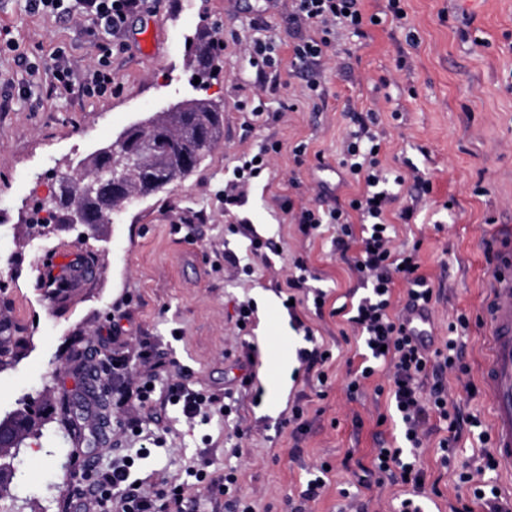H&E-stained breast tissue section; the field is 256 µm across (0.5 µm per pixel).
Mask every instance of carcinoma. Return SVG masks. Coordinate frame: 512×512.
Instances as JSON below:
<instances>
[{"mask_svg":"<svg viewBox=\"0 0 512 512\" xmlns=\"http://www.w3.org/2000/svg\"><path fill=\"white\" fill-rule=\"evenodd\" d=\"M200 62L197 77L202 87L214 66L209 47H195ZM223 125L221 108L209 99L185 101L180 112L161 111L128 137L115 140L116 153L110 157L95 153L68 165L60 181L58 200L51 205L57 224H74V211L80 209L94 224H107L112 215L122 212L137 200L184 178L197 168L215 146ZM121 178L120 188L112 191V210H100L99 198L112 176ZM10 427L21 447L38 434L39 418L33 406L0 415V427Z\"/></svg>","mask_w":512,"mask_h":512,"instance_id":"obj_1","label":"carcinoma"}]
</instances>
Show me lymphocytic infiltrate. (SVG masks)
I'll list each match as a JSON object with an SVG mask.
<instances>
[{
    "label": "lymphocytic infiltrate",
    "mask_w": 512,
    "mask_h": 512,
    "mask_svg": "<svg viewBox=\"0 0 512 512\" xmlns=\"http://www.w3.org/2000/svg\"><path fill=\"white\" fill-rule=\"evenodd\" d=\"M28 11H49L77 21L91 23L107 36L123 30L130 16L148 4L149 0H24ZM290 21L299 28L310 27L314 36L302 37L293 46V67L306 75V87L314 97H321L323 88L319 80L323 58L336 39L337 28L350 30L352 36L365 37L367 26L373 25V16L361 8V0H292ZM112 87V70L107 62H99L84 78H76L64 57H57L50 68L49 89L54 93H78L91 97L105 93ZM355 125L343 143L337 161L352 180L362 183V191L351 198L347 206L328 212L313 209L301 210L297 222L302 232H310L321 225L336 227L333 244L337 252L356 249L353 270L366 282L367 292L351 307L335 308V315L345 317L362 350V362L352 371L349 392H357L363 380L372 377L378 366L393 369L388 390L391 416L402 428L400 445L377 449L374 468L379 476L407 486L409 493L398 506V512H424L423 494L426 472L420 462L418 450L422 446L424 429L431 419L448 424V435L440 439L442 465H449L462 430L476 432L480 443L490 441L480 420L452 412L448 409V389L445 375L449 372H466L462 362L461 335L470 322L466 315H457L449 323L450 337L441 347H433L431 340L416 334L405 317L392 311L393 290L396 281L408 287L407 304L411 307L429 308L433 288L420 271L418 249L395 250L396 223H411L412 208L392 212L391 206L398 199L406 182H413L415 189L426 188V181L417 167L408 173L385 169L379 159L381 139L374 127L377 116L374 110L357 112L352 116ZM309 277L299 274L286 278L284 294L291 304L288 314L295 327L303 330L306 348L298 352V361L304 374H315L320 384H327L325 366L328 359L322 346L315 342L314 331L302 318L304 311L313 310L322 315L327 293L310 286ZM112 384L118 394L115 412L120 417L122 430L140 434L141 443L135 456L115 454L112 468L97 473L93 482L84 484L78 494L84 512H102L112 507L113 512H170L181 507L191 483H204L205 471L194 474V482L158 478L146 486L135 485L130 470L136 460H145L162 447L161 435L141 433V412L146 408H178L186 421L203 415L205 407L213 405V396L193 390L175 376H168L165 392H158L155 377L162 373L163 362L154 360V347L142 341L137 353H130L120 338V327H113ZM494 457H487L484 466L462 464L457 474L459 485L468 487L472 501L482 512H503L502 497L495 484L484 481V470L496 469Z\"/></svg>",
    "instance_id": "f902f5d3"
}]
</instances>
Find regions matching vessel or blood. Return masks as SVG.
<instances>
[{
	"instance_id": "b4317fda",
	"label": "vessel or blood",
	"mask_w": 512,
	"mask_h": 512,
	"mask_svg": "<svg viewBox=\"0 0 512 512\" xmlns=\"http://www.w3.org/2000/svg\"><path fill=\"white\" fill-rule=\"evenodd\" d=\"M501 259L486 309L490 353L483 382L492 411L494 457L512 472V227L499 239Z\"/></svg>"
}]
</instances>
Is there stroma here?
I'll list each match as a JSON object with an SVG mask.
<instances>
[{
    "label": "stroma",
    "mask_w": 512,
    "mask_h": 512,
    "mask_svg": "<svg viewBox=\"0 0 512 512\" xmlns=\"http://www.w3.org/2000/svg\"><path fill=\"white\" fill-rule=\"evenodd\" d=\"M417 42L390 24L372 26L360 48L338 31V48H351L344 68L335 57L322 63L321 100L307 97L306 80L294 72L292 46L298 37L288 21L290 0L267 9L265 0H160L154 11L130 17L119 39L51 13L22 11L18 0H0V35L8 34L37 71L26 72L12 55H0V79L37 87L36 99L0 107V321L17 329L20 341L0 363V412L14 410L18 398L42 401L47 419L42 434L27 439L12 458L18 473L0 512H64L81 482L64 464L75 449L86 451L95 471L112 467V444L137 445L121 434L112 407L89 401V385L112 389V340L116 307H123L125 337L147 340L191 389L223 396L241 376L244 343L260 351L255 368L261 387L277 383L278 398L260 404L243 399L239 415L253 429L243 439L244 489L259 500L260 512H288L286 501L305 489L308 465L332 467L331 481L310 512H348L350 499L367 512H390L400 485L366 488L359 483L372 469L376 448L393 446L394 422L378 424L387 411L376 386L386 371L366 380L357 399L347 393L348 361L356 342L346 340L341 317L312 318L317 335L332 344L327 395L316 398V380H294L282 364L306 342L295 330L276 291L293 269L307 261L320 288L345 302L364 290L352 272L351 257L336 255L331 230L304 235L283 208L329 210L347 205L356 182L328 176L349 131L347 109L363 112L380 105L384 134L380 158L398 169L411 159L431 182L422 196L403 195L414 207L415 223L397 227V244L420 241L422 271L437 293L432 303L435 346L448 339V324L466 314L463 336L467 373L448 378V400L462 414L491 419L481 381L488 353L487 326L480 316L489 298L492 266L487 250L500 225H512V0H403ZM269 25L279 45L277 70L261 75L247 63L246 47L255 26ZM211 43L215 71L205 95L224 110L222 136L195 171L134 204L95 230L84 226L43 233L24 216L47 195L70 160L112 143L136 120L168 104L194 96L193 56L187 43ZM84 74L99 54L110 52L112 88L104 96L47 94L49 69L57 50ZM277 97L288 108L260 118L244 132L245 103ZM264 142L279 143L268 169L241 190L232 211L224 209V186L242 155ZM307 147L306 162L295 166L292 150ZM453 201L444 210L445 201ZM248 225L272 239L279 253L253 261L250 270L228 263L225 252L244 254L247 240L232 226ZM257 303L248 334L236 327V302ZM311 397V429L294 443L280 422L299 395ZM80 408L62 412L66 401ZM205 421L187 423L175 412L142 415L145 431L163 430L162 448L136 461L132 475L152 482L157 475L186 477L206 465L224 477L226 425L218 409ZM432 432L421 450L429 482L447 508L471 494L458 489L456 475L440 463Z\"/></svg>",
    "instance_id": "obj_1"
}]
</instances>
